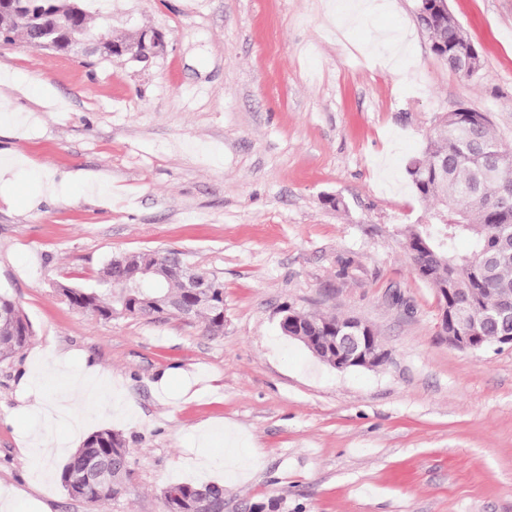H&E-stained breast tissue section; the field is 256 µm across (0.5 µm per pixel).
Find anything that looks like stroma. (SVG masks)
I'll return each mask as SVG.
<instances>
[{"label":"stroma","mask_w":512,"mask_h":512,"mask_svg":"<svg viewBox=\"0 0 512 512\" xmlns=\"http://www.w3.org/2000/svg\"><path fill=\"white\" fill-rule=\"evenodd\" d=\"M448 7L481 52L473 77L433 54L415 0L344 31L328 0H92L103 29L164 36L146 63L0 44V94L27 117L0 122V155L58 185L0 183V294L33 329L0 360V492L21 512H165L188 481L222 483L224 512H512V347L451 346L404 244L427 211L405 163L438 114L489 113L512 146V0ZM138 250L218 277L223 334L57 294ZM286 303L367 322L385 362H319L282 335ZM84 368L108 383L74 411L133 450L130 493L105 504L72 499L64 458L31 446ZM232 434L251 452L234 469Z\"/></svg>","instance_id":"obj_1"}]
</instances>
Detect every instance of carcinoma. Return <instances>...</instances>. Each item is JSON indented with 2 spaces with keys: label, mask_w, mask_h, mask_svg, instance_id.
I'll return each instance as SVG.
<instances>
[{
  "label": "carcinoma",
  "mask_w": 512,
  "mask_h": 512,
  "mask_svg": "<svg viewBox=\"0 0 512 512\" xmlns=\"http://www.w3.org/2000/svg\"><path fill=\"white\" fill-rule=\"evenodd\" d=\"M432 0H416V20L428 32L434 53L464 77L481 67V55L457 49L459 23L451 12L432 19L424 13ZM97 33L100 28L84 0H16L0 8V42L21 38L50 49L48 33L57 29ZM105 38L128 48L140 46V30L123 34L106 32ZM485 112L462 107L435 119L425 148L411 158L405 171L419 199L430 203L424 220L403 232L405 247L416 276L442 294L450 289L448 305L473 310L462 325L464 335L484 347L497 336L498 326L512 324V152L501 149ZM447 209V225L433 223L435 211ZM467 238L472 250L460 253L456 241ZM190 268L168 255L152 251L121 253L104 265L96 285L88 288L57 285L59 295L72 307L102 319L114 315L156 320L190 309V319H200L216 334L224 328V284L211 277L201 296L188 288ZM285 311L295 327L314 337L312 355L332 365L331 336L340 317L302 312L287 304ZM32 336L31 323L10 297L0 294V359L22 351ZM90 458L112 465V484L100 486L73 482L74 473ZM132 450L125 435L112 429L89 434L61 473L69 496L96 504L126 496L132 479ZM167 512H224V487L217 483L182 482L164 490Z\"/></svg>",
  "instance_id": "cac0c4a2"
}]
</instances>
